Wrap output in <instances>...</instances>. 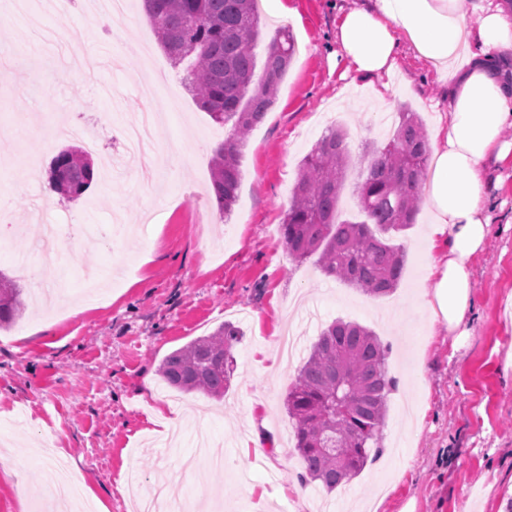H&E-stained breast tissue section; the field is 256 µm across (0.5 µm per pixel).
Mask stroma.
I'll return each mask as SVG.
<instances>
[{"instance_id":"35a3bbf8","label":"stroma","mask_w":512,"mask_h":512,"mask_svg":"<svg viewBox=\"0 0 512 512\" xmlns=\"http://www.w3.org/2000/svg\"><path fill=\"white\" fill-rule=\"evenodd\" d=\"M282 15L261 10L265 36L292 30L297 52L264 121L241 154L238 202L220 212L210 186L211 148L227 137L191 92L159 124L157 148L178 147L180 166L165 164L172 190L155 196L126 174L113 137L136 122L156 88L126 79L152 54L168 83L184 74L159 46L153 27L132 0L118 22L122 37L108 42L86 15L45 14L28 0L46 28L71 29L88 70L68 69L67 51L49 49L28 26L0 9V195L13 199L12 226H0V271L24 290V314L0 329V449L17 456L0 471V512H48L46 497H20L39 486L57 457L85 485L91 512H137L136 493L120 494V475L138 471L144 486L172 484L178 494L204 486L222 508L209 512H294V497H267L302 470L284 399L321 329L332 320L360 323L392 347L391 394L383 454L333 492L311 484L318 506L348 503L353 512L379 502V512H503L512 496V322L503 315L512 295V234L493 239L472 262L477 301L474 334L459 350L447 337L427 335L421 307L430 217L398 234L405 276L393 294L371 297L323 274L314 260H292L281 224L301 161L330 126L344 129L352 160L341 193L342 218L362 220L356 187L365 153L385 145L397 112L419 113L432 127L448 104V83L436 80L411 55L393 75L386 105L365 80L344 87L332 67L336 0H285ZM79 127L81 136L50 140L43 128ZM95 171L79 199L56 196L40 208L52 162L66 146H84ZM62 225L70 239L60 266L39 272L33 247L44 225ZM41 290H34V282ZM243 336L233 348L234 373L223 401L169 387L158 368L172 351L224 323ZM289 332L293 357L279 355ZM260 415L278 452L244 449L249 420ZM224 443L233 467L186 471L198 437Z\"/></svg>"}]
</instances>
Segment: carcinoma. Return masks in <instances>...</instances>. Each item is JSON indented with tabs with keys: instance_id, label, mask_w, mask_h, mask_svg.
I'll use <instances>...</instances> for the list:
<instances>
[{
	"instance_id": "carcinoma-1",
	"label": "carcinoma",
	"mask_w": 512,
	"mask_h": 512,
	"mask_svg": "<svg viewBox=\"0 0 512 512\" xmlns=\"http://www.w3.org/2000/svg\"><path fill=\"white\" fill-rule=\"evenodd\" d=\"M159 43L176 64L189 61L185 81L199 106L231 134L213 152L212 191L229 216L237 200L241 148L248 133L274 105L295 54L293 35L280 28L270 37L264 72L254 81V48L262 36L257 0H145ZM392 138L372 150L358 186L366 220H340L338 203L349 156L345 134L332 128L301 162L281 224L288 255L313 256L321 270L371 297L399 285L405 256L392 237L415 222L429 159L427 135L416 112L398 113ZM63 181L51 188L77 198L94 179L92 164L76 150L54 160ZM22 289L0 273V328L22 313ZM243 333L221 325L169 353L161 362L164 381L185 392L224 398L233 375V344ZM389 346L355 322L335 320L321 330L288 391L285 406L295 421L294 450L304 467L301 485L318 481L332 492L358 476L383 452L388 400L397 381L388 374ZM346 402L333 409L336 393Z\"/></svg>"
}]
</instances>
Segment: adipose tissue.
I'll list each match as a JSON object with an SVG mask.
<instances>
[{
	"mask_svg": "<svg viewBox=\"0 0 512 512\" xmlns=\"http://www.w3.org/2000/svg\"><path fill=\"white\" fill-rule=\"evenodd\" d=\"M453 76L448 109L429 136L430 166L422 191L431 215L424 296L433 334L472 335L476 300L471 262L488 246L492 167L512 164V0H355L340 7L338 60L358 78H385L402 49Z\"/></svg>",
	"mask_w": 512,
	"mask_h": 512,
	"instance_id": "adipose-tissue-1",
	"label": "adipose tissue"
}]
</instances>
